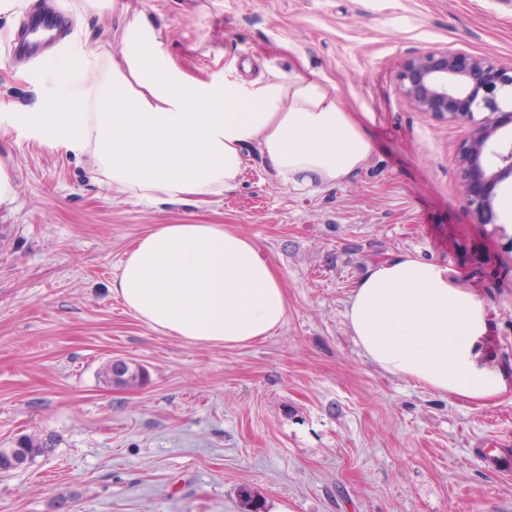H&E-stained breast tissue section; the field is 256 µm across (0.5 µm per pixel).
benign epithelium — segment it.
I'll use <instances>...</instances> for the list:
<instances>
[{"label": "benign epithelium", "instance_id": "7a95c632", "mask_svg": "<svg viewBox=\"0 0 512 512\" xmlns=\"http://www.w3.org/2000/svg\"><path fill=\"white\" fill-rule=\"evenodd\" d=\"M398 81L414 110L464 128L456 157L463 194L481 223H497L493 191L512 179V64L432 48L408 57Z\"/></svg>", "mask_w": 512, "mask_h": 512}]
</instances>
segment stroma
Returning <instances> with one entry per match:
<instances>
[{"mask_svg": "<svg viewBox=\"0 0 512 512\" xmlns=\"http://www.w3.org/2000/svg\"><path fill=\"white\" fill-rule=\"evenodd\" d=\"M27 5L34 0H25ZM0 16V113L50 94L42 65L11 52L28 12ZM74 47L120 52L144 12L159 50L220 84L266 67L315 72L369 116L376 150L341 184L283 185L248 161L238 188L193 206H150L99 187L93 162L0 135L16 197L0 207V448L23 433L51 452L0 473V512H512V393L448 398L387 374L351 339L345 310L367 268L409 253L438 260L485 301V351L512 371V223L483 224L462 192L457 125L413 110L404 60L448 47L512 64V0H55ZM230 224L279 271L288 301L272 336L227 348L151 329L111 291L160 224ZM115 359L145 367L125 388Z\"/></svg>", "mask_w": 512, "mask_h": 512, "instance_id": "35a3bbf8", "label": "stroma"}]
</instances>
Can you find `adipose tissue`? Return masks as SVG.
<instances>
[{"mask_svg":"<svg viewBox=\"0 0 512 512\" xmlns=\"http://www.w3.org/2000/svg\"><path fill=\"white\" fill-rule=\"evenodd\" d=\"M112 56L74 51L48 69L53 93L33 112L0 113V131L89 156L114 195L191 205L235 190L248 160L316 190L363 167L375 144L336 88L297 71L216 85L169 65L138 14ZM111 290L153 330L226 347L270 336L287 319L281 279L257 243L224 224H160L122 260ZM345 317L356 344L389 374L448 396L512 392V374L483 352L484 301L447 265L403 254L353 288Z\"/></svg>","mask_w":512,"mask_h":512,"instance_id":"obj_1","label":"adipose tissue"}]
</instances>
